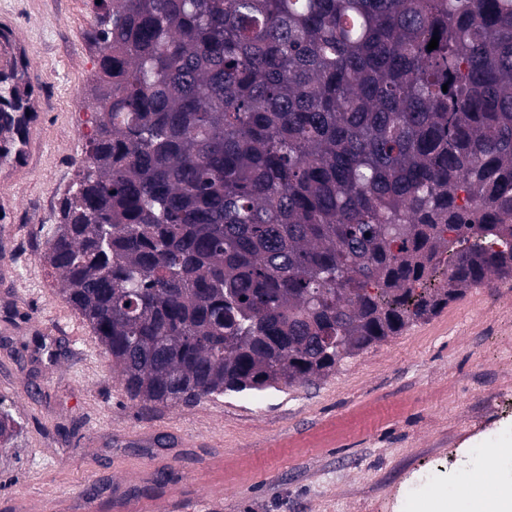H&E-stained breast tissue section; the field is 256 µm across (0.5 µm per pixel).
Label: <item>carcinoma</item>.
<instances>
[{"label":"carcinoma","instance_id":"cac0c4a2","mask_svg":"<svg viewBox=\"0 0 512 512\" xmlns=\"http://www.w3.org/2000/svg\"><path fill=\"white\" fill-rule=\"evenodd\" d=\"M91 2L46 263L130 400L325 377L512 281V0Z\"/></svg>","mask_w":512,"mask_h":512}]
</instances>
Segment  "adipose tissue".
Segmentation results:
<instances>
[{
    "label": "adipose tissue",
    "mask_w": 512,
    "mask_h": 512,
    "mask_svg": "<svg viewBox=\"0 0 512 512\" xmlns=\"http://www.w3.org/2000/svg\"><path fill=\"white\" fill-rule=\"evenodd\" d=\"M418 512H512V485L491 484L475 474L452 499L435 494L419 505Z\"/></svg>",
    "instance_id": "obj_1"
}]
</instances>
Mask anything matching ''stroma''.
Here are the masks:
<instances>
[{
  "instance_id": "1",
  "label": "stroma",
  "mask_w": 512,
  "mask_h": 512,
  "mask_svg": "<svg viewBox=\"0 0 512 512\" xmlns=\"http://www.w3.org/2000/svg\"><path fill=\"white\" fill-rule=\"evenodd\" d=\"M28 44L45 143L0 197V404L20 435L0 447V512H60L62 497L124 512H410L473 473L512 483V287L469 289L440 313L346 359L329 376L194 406L146 409L123 392L91 328L30 238L49 239L83 157L96 28L90 0H0ZM451 478L408 495L430 471ZM95 487H88V480Z\"/></svg>"
}]
</instances>
